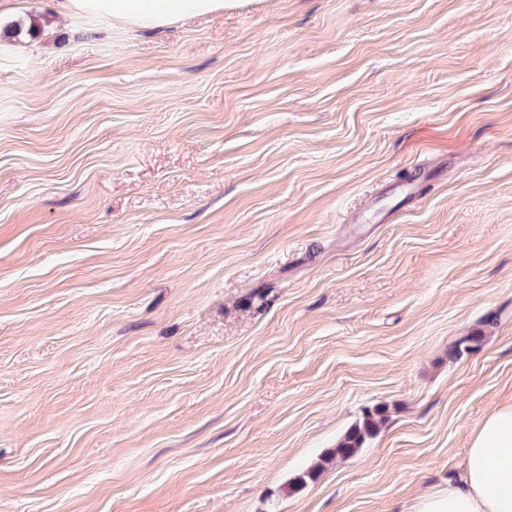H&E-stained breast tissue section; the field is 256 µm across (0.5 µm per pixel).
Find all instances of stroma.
Wrapping results in <instances>:
<instances>
[{"mask_svg": "<svg viewBox=\"0 0 512 512\" xmlns=\"http://www.w3.org/2000/svg\"><path fill=\"white\" fill-rule=\"evenodd\" d=\"M9 26L0 512H408L456 479L512 402V0ZM386 412L387 410L383 406L366 410L362 420L354 424L337 441L336 447L331 450L328 460L336 457L350 458L355 456L367 440L378 434L380 428L387 420Z\"/></svg>", "mask_w": 512, "mask_h": 512, "instance_id": "35a3bbf8", "label": "stroma"}]
</instances>
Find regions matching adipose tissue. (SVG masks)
I'll return each mask as SVG.
<instances>
[{
  "label": "adipose tissue",
  "mask_w": 512,
  "mask_h": 512,
  "mask_svg": "<svg viewBox=\"0 0 512 512\" xmlns=\"http://www.w3.org/2000/svg\"><path fill=\"white\" fill-rule=\"evenodd\" d=\"M231 0H62L63 17H109L136 29L162 28L216 15ZM411 512H512V402L499 406L471 435L463 474L429 491Z\"/></svg>",
  "instance_id": "obj_1"
}]
</instances>
